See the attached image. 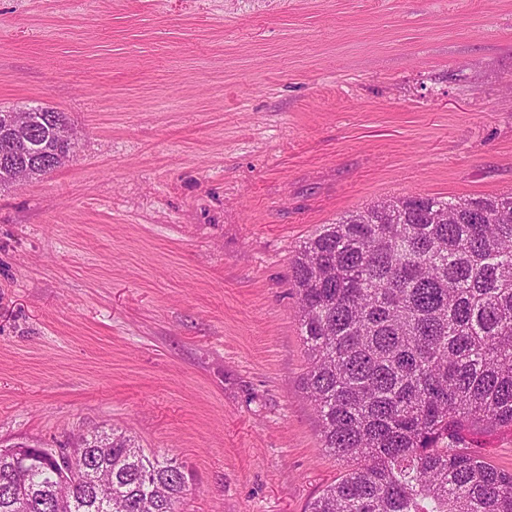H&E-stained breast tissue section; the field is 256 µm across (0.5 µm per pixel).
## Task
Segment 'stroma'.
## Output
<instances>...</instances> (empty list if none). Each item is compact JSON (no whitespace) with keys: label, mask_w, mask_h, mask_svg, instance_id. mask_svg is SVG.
Wrapping results in <instances>:
<instances>
[{"label":"stroma","mask_w":512,"mask_h":512,"mask_svg":"<svg viewBox=\"0 0 512 512\" xmlns=\"http://www.w3.org/2000/svg\"><path fill=\"white\" fill-rule=\"evenodd\" d=\"M70 157L0 188V447L131 428L179 512H309L346 464L291 262L396 197L512 192V0H0V109ZM512 471V427L470 435Z\"/></svg>","instance_id":"1"}]
</instances>
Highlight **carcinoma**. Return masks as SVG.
<instances>
[{"mask_svg":"<svg viewBox=\"0 0 512 512\" xmlns=\"http://www.w3.org/2000/svg\"><path fill=\"white\" fill-rule=\"evenodd\" d=\"M0 112V186L69 157L66 113ZM303 385L347 463L311 512H512V471L468 446L512 427V192L370 205L324 224L292 263ZM73 482L46 454L0 455V512H177L186 475L117 429L80 435Z\"/></svg>","mask_w":512,"mask_h":512,"instance_id":"obj_1","label":"carcinoma"}]
</instances>
